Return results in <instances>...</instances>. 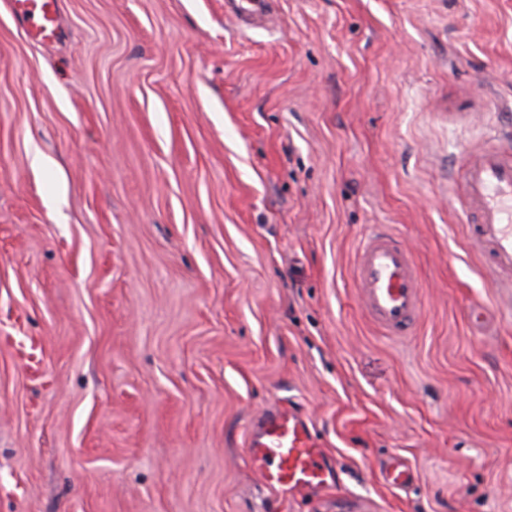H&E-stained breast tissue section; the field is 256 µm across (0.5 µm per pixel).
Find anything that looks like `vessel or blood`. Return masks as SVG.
<instances>
[{"label":"vessel or blood","instance_id":"vessel-or-blood-1","mask_svg":"<svg viewBox=\"0 0 512 512\" xmlns=\"http://www.w3.org/2000/svg\"><path fill=\"white\" fill-rule=\"evenodd\" d=\"M235 16L248 27L265 26L267 0H234ZM27 36L41 42L59 35V0H9ZM474 216L473 234L495 271L512 273V132L498 128L459 167ZM356 286L364 310L385 332L409 331L422 306L421 280L410 251L392 232L375 228L357 258ZM247 456L262 480L288 497L321 495L337 487L339 472L312 433L307 417L290 406L265 411L249 426ZM387 486L410 485L414 472L394 462Z\"/></svg>","mask_w":512,"mask_h":512}]
</instances>
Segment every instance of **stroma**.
<instances>
[{"label": "stroma", "mask_w": 512, "mask_h": 512, "mask_svg": "<svg viewBox=\"0 0 512 512\" xmlns=\"http://www.w3.org/2000/svg\"><path fill=\"white\" fill-rule=\"evenodd\" d=\"M271 10L61 0L41 43L0 2V512H512V275L451 187L512 122V0ZM378 225L422 282L406 336L355 286ZM285 404L339 492L250 465ZM235 3V16L247 27H263L269 18L268 0H226ZM383 479L387 486L401 488L410 485L415 480V474L408 466L392 462L385 468Z\"/></svg>", "instance_id": "1"}]
</instances>
